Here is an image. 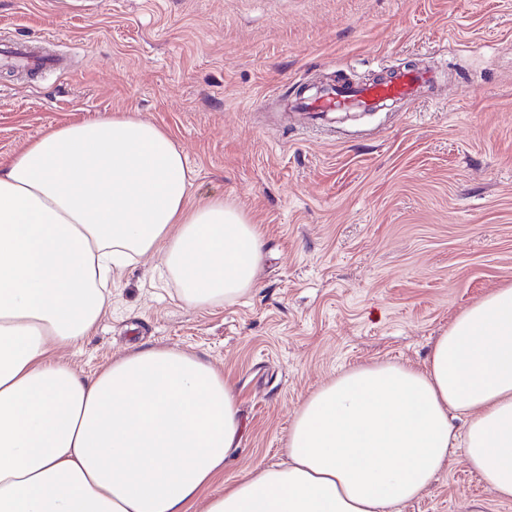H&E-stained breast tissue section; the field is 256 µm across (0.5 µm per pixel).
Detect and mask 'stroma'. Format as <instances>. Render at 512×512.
Masks as SVG:
<instances>
[{
  "label": "stroma",
  "mask_w": 512,
  "mask_h": 512,
  "mask_svg": "<svg viewBox=\"0 0 512 512\" xmlns=\"http://www.w3.org/2000/svg\"><path fill=\"white\" fill-rule=\"evenodd\" d=\"M55 37L64 66L0 69V168L47 129L134 112L256 224L248 295L200 309L147 255L112 281L62 358L83 377L140 345L197 354L234 392L243 435L215 493L284 461L304 400L376 362L423 368L465 309L512 286V0H0V42ZM438 79L400 111L336 124L290 111L301 87L401 68ZM393 512H512L455 451Z\"/></svg>",
  "instance_id": "35a3bbf8"
}]
</instances>
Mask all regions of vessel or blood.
<instances>
[{
	"instance_id": "b4317fda",
	"label": "vessel or blood",
	"mask_w": 512,
	"mask_h": 512,
	"mask_svg": "<svg viewBox=\"0 0 512 512\" xmlns=\"http://www.w3.org/2000/svg\"><path fill=\"white\" fill-rule=\"evenodd\" d=\"M18 63L44 65V58L36 56L31 42L17 43L0 48V58ZM434 80L431 72L418 68H405L387 76L362 84L339 83L315 92L296 95L290 102L293 109L313 114H362L388 111L399 102L416 97L420 90Z\"/></svg>"
}]
</instances>
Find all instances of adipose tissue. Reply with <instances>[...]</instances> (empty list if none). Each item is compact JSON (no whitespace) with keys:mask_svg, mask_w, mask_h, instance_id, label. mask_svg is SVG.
<instances>
[{"mask_svg":"<svg viewBox=\"0 0 512 512\" xmlns=\"http://www.w3.org/2000/svg\"><path fill=\"white\" fill-rule=\"evenodd\" d=\"M191 185L171 136L133 112L50 128L0 169V512H391L457 448L512 500V286L462 312L425 369L376 363L321 386L285 462L220 494L242 427L217 368L152 345L91 378L63 361L137 258L162 252L193 307L252 289L255 225L220 197L188 206Z\"/></svg>","mask_w":512,"mask_h":512,"instance_id":"ef3b65f1","label":"adipose tissue"}]
</instances>
